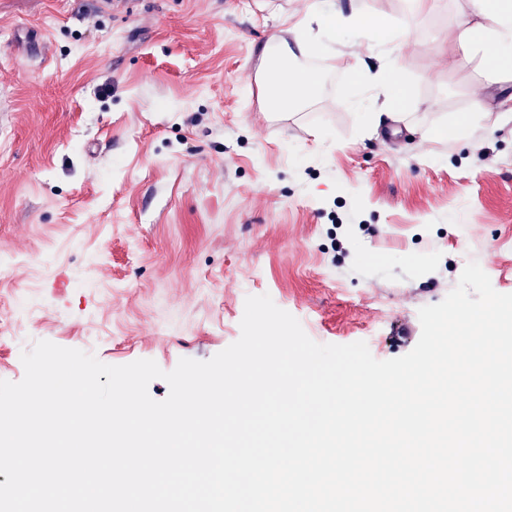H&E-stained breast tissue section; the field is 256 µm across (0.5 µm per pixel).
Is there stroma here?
<instances>
[{
    "label": "stroma",
    "mask_w": 512,
    "mask_h": 512,
    "mask_svg": "<svg viewBox=\"0 0 512 512\" xmlns=\"http://www.w3.org/2000/svg\"><path fill=\"white\" fill-rule=\"evenodd\" d=\"M312 2L0 0V379L39 340L204 361L262 294L313 341L387 360L469 261L512 293V122L426 135L489 98L458 50L468 0H360L410 34L393 58L412 101L378 123L353 84L382 63L368 32L318 55L310 105L269 115L262 50Z\"/></svg>",
    "instance_id": "1"
}]
</instances>
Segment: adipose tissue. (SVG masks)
<instances>
[{
  "label": "adipose tissue",
  "mask_w": 512,
  "mask_h": 512,
  "mask_svg": "<svg viewBox=\"0 0 512 512\" xmlns=\"http://www.w3.org/2000/svg\"><path fill=\"white\" fill-rule=\"evenodd\" d=\"M472 22L466 23L459 37V50L464 58L477 61L490 83H512V0H470ZM299 35L295 43H281L284 55L264 77L268 107L274 112L299 108L318 90L317 77L302 66V59L323 48L324 37L338 28L378 33L381 41L401 44L408 32L396 29L383 15L356 7L351 12L314 7L296 24ZM485 121L488 127L512 120V101L502 100L496 107L483 108L481 113L455 117L449 124L433 129L437 138H463L471 124Z\"/></svg>",
  "instance_id": "ef3b65f1"
}]
</instances>
